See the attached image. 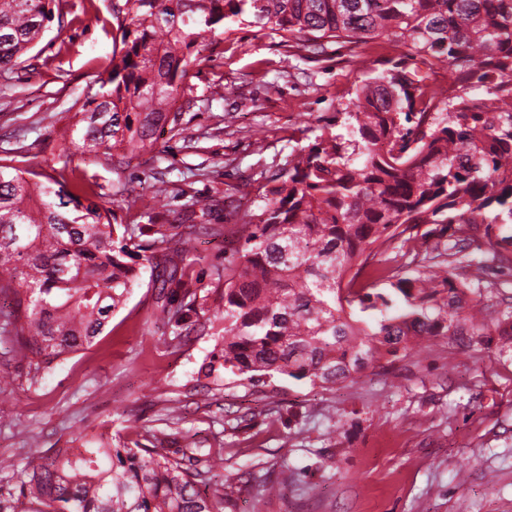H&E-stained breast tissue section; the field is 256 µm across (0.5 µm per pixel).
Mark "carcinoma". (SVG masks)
I'll list each match as a JSON object with an SVG mask.
<instances>
[{"instance_id": "obj_1", "label": "carcinoma", "mask_w": 512, "mask_h": 512, "mask_svg": "<svg viewBox=\"0 0 512 512\" xmlns=\"http://www.w3.org/2000/svg\"><path fill=\"white\" fill-rule=\"evenodd\" d=\"M56 0H0V69L38 43ZM322 48L385 38L344 131L261 185L264 205L224 225V263L195 273L190 233L117 222L97 175L0 157V331L33 375L90 345L162 252L152 317L168 346L210 331L199 375L341 383L445 336L512 353V301L472 270L512 264V0H122L112 60L76 98L58 155L119 170L175 129L193 64L234 27ZM448 68V84L432 78ZM157 448L112 445L12 465L25 512H222L200 473Z\"/></svg>"}]
</instances>
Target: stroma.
<instances>
[{"label": "stroma", "mask_w": 512, "mask_h": 512, "mask_svg": "<svg viewBox=\"0 0 512 512\" xmlns=\"http://www.w3.org/2000/svg\"><path fill=\"white\" fill-rule=\"evenodd\" d=\"M114 0H57L34 59L0 70V152L46 169L81 91L112 58L101 26ZM93 4L99 22L85 21ZM383 52L382 41L329 43L321 49L284 41L270 30L233 31L222 49L198 61L185 90L174 138L112 170L104 160L73 156L97 174L98 203L125 224H179L190 199L223 197L196 223L192 253L202 271L224 259L214 231L258 209V188L294 151L313 144L326 124L342 123L357 88ZM165 206L127 211L123 198L149 193L155 179ZM88 347L30 378L10 339L0 340L4 392L0 460L73 448L102 434L149 444L163 432L165 452L197 446V470L223 488V512H512V354L480 351L445 338L425 343L383 368H367L324 387L286 376L251 381L225 373L199 388L197 371L215 345L198 337L167 351L151 316L156 271ZM181 420L167 424L168 409ZM222 452L223 468L207 469ZM276 484V495L265 493Z\"/></svg>", "instance_id": "stroma-1"}]
</instances>
